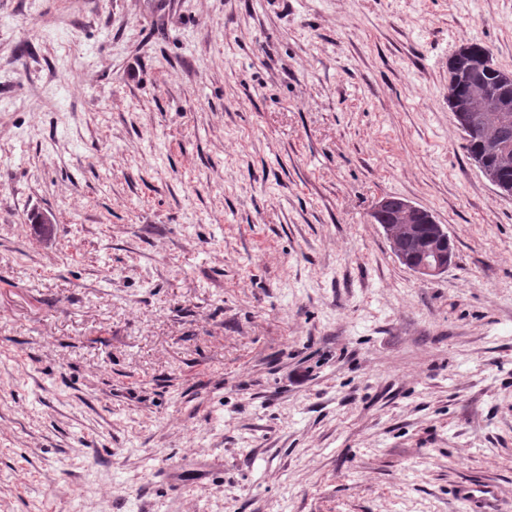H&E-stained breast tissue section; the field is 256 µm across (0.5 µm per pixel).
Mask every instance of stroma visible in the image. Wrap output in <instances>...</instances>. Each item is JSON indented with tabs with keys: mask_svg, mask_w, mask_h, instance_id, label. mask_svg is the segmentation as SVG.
Instances as JSON below:
<instances>
[{
	"mask_svg": "<svg viewBox=\"0 0 512 512\" xmlns=\"http://www.w3.org/2000/svg\"><path fill=\"white\" fill-rule=\"evenodd\" d=\"M473 42L512 73V0H0V512H512ZM390 196L447 272L395 258ZM468 50L467 67L453 69L448 63V89L449 95L455 100L452 105L448 99V107L453 112L457 125L460 123L458 114H462L465 121L471 127L470 130L461 129L466 136L463 149L472 158V154L483 152L487 154L485 137L489 134L501 132L507 134L512 140V112L498 95H492L489 102L503 112L505 123L501 124V113L492 112L486 104L489 92H495L502 88L500 83L503 78L510 81L511 75L504 77L503 71L498 69L493 62L489 49L478 43L465 46ZM489 155V154H487ZM473 159V158H472ZM389 198L393 200L388 201V198H386L382 199L377 204L371 214V218L373 223L378 224L377 220L386 207L382 219L383 225L381 226L384 229L393 255L401 263L406 265L410 270L421 277H435L446 272L448 270V266L452 263V254L448 253V251L435 249L431 252V256H425L427 251H430L433 248H439L442 245L434 225L427 223L425 216L416 215L415 218L417 221L416 228L418 230V241L417 247L415 249L416 254L414 257L419 258L423 254L424 255L422 256L421 260H416L414 262L408 261L403 240L397 234L391 232L387 226V224H393L391 216L397 212V207L399 206V202L397 201L398 197L390 196Z\"/></svg>",
	"mask_w": 512,
	"mask_h": 512,
	"instance_id": "35a3bbf8",
	"label": "stroma"
}]
</instances>
